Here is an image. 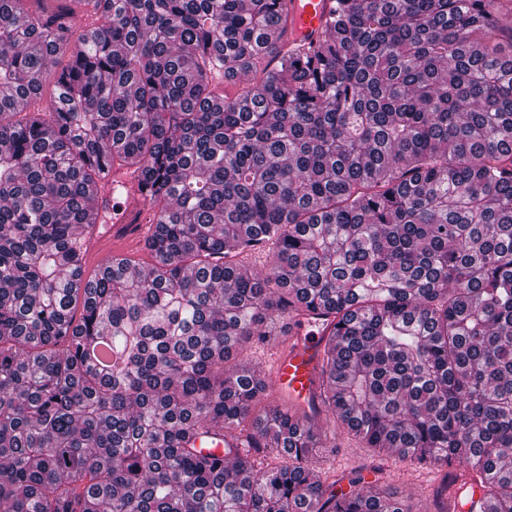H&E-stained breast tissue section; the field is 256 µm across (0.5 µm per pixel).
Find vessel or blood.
Masks as SVG:
<instances>
[{
  "mask_svg": "<svg viewBox=\"0 0 512 512\" xmlns=\"http://www.w3.org/2000/svg\"><path fill=\"white\" fill-rule=\"evenodd\" d=\"M291 24L288 41L311 43L320 39L333 0H283ZM123 186L128 200L118 203L116 186ZM95 205L89 213L94 223L91 244L78 264L79 276H87L88 266L104 257H121L139 244L147 228L156 223L152 209L140 198L139 181L133 171L93 184L89 189ZM324 336L309 323L296 319L288 323V340L275 345L268 361L270 385L274 394L289 404L307 407L319 403L323 390L320 372Z\"/></svg>",
  "mask_w": 512,
  "mask_h": 512,
  "instance_id": "vessel-or-blood-1",
  "label": "vessel or blood"
}]
</instances>
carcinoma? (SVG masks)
Segmentation results:
<instances>
[{
    "instance_id": "obj_1",
    "label": "carcinoma",
    "mask_w": 512,
    "mask_h": 512,
    "mask_svg": "<svg viewBox=\"0 0 512 512\" xmlns=\"http://www.w3.org/2000/svg\"><path fill=\"white\" fill-rule=\"evenodd\" d=\"M278 2L0 0L3 512H408L311 478L323 421L452 467L436 512H512V0H335L289 49ZM127 168L154 262L82 288L88 187ZM314 311L300 416L238 354Z\"/></svg>"
}]
</instances>
